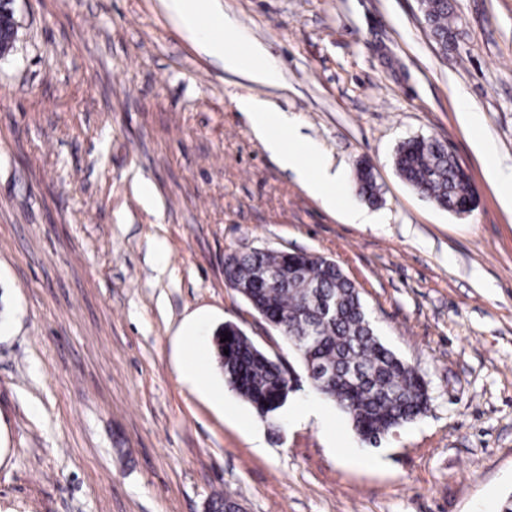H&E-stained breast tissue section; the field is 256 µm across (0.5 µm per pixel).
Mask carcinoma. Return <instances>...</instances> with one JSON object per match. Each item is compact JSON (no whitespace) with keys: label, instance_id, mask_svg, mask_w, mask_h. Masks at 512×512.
<instances>
[{"label":"carcinoma","instance_id":"obj_1","mask_svg":"<svg viewBox=\"0 0 512 512\" xmlns=\"http://www.w3.org/2000/svg\"><path fill=\"white\" fill-rule=\"evenodd\" d=\"M422 2L435 42L448 49L457 36L449 0ZM395 165L414 189L450 212L472 196L469 178L437 138L403 141ZM355 185L365 199L377 200L378 187L369 171L357 169ZM224 275L234 289L248 285V302L289 347L299 336L314 337L295 354L307 369L322 363L336 371L333 381L314 390L347 415L362 442L375 446L427 411L423 377L379 341L358 289L335 262L313 253L256 249L226 254ZM225 336L228 340L221 341ZM212 348L227 384L260 416L283 406L291 387L280 364L239 325L218 326Z\"/></svg>","mask_w":512,"mask_h":512}]
</instances>
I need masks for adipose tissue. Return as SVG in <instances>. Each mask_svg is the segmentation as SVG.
<instances>
[{
	"label": "adipose tissue",
	"mask_w": 512,
	"mask_h": 512,
	"mask_svg": "<svg viewBox=\"0 0 512 512\" xmlns=\"http://www.w3.org/2000/svg\"><path fill=\"white\" fill-rule=\"evenodd\" d=\"M163 6L183 37L225 71L252 83L279 84L280 72L268 61L264 48L244 43L237 24L225 16L220 0H163ZM237 107L279 166L292 172L311 196L327 208L341 210L348 223H371L370 215L349 204L341 172L333 170L316 143L303 135L285 112L254 96L238 98ZM456 109L463 123L477 133L475 146L502 204L512 208V167H502L492 147L479 136L480 114L466 94H458Z\"/></svg>",
	"instance_id": "adipose-tissue-1"
}]
</instances>
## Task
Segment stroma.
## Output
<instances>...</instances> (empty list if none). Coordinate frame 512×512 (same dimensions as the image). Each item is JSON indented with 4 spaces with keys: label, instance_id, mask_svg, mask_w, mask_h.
Segmentation results:
<instances>
[{
    "label": "stroma",
    "instance_id": "stroma-1",
    "mask_svg": "<svg viewBox=\"0 0 512 512\" xmlns=\"http://www.w3.org/2000/svg\"><path fill=\"white\" fill-rule=\"evenodd\" d=\"M277 65L227 73L160 0H14L0 55V512H499L512 495V211L456 111L512 166V0H451L441 48L419 0H221ZM275 104L382 201L346 223L283 170L236 99ZM447 143L478 194L458 216L404 181L397 146ZM154 189L143 199L142 181ZM254 248L332 259L427 412L379 446L319 399L287 344L224 278ZM241 326L297 383L265 421L211 360ZM198 323L216 402L181 375ZM319 401L323 415L291 420Z\"/></svg>",
    "mask_w": 512,
    "mask_h": 512
}]
</instances>
